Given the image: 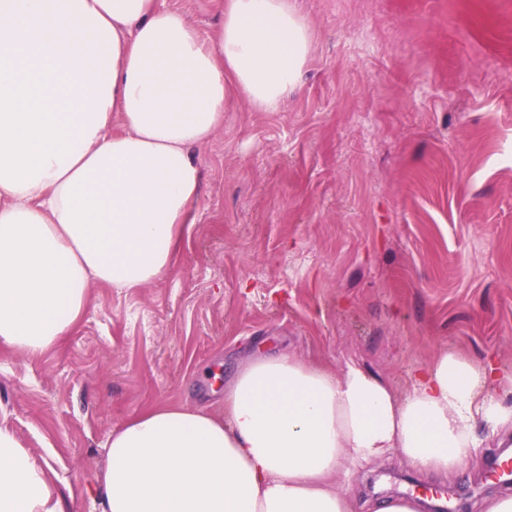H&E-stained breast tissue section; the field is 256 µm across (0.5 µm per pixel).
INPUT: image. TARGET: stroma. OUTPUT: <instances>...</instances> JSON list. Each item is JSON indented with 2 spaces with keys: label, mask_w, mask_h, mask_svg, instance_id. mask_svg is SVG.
I'll list each match as a JSON object with an SVG mask.
<instances>
[{
  "label": "stroma",
  "mask_w": 512,
  "mask_h": 512,
  "mask_svg": "<svg viewBox=\"0 0 512 512\" xmlns=\"http://www.w3.org/2000/svg\"><path fill=\"white\" fill-rule=\"evenodd\" d=\"M202 34L224 0H162ZM314 44L278 111L232 104L193 149L196 220L160 280L95 286L73 334L0 346V424L68 503L114 428L158 403L217 407L254 353L405 391L442 352L512 370V0H295ZM470 459L422 473L393 454L340 480L354 512L441 488L450 512L512 494L489 477L512 434L477 423Z\"/></svg>",
  "instance_id": "obj_1"
}]
</instances>
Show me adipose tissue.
Here are the masks:
<instances>
[{"instance_id": "1", "label": "adipose tissue", "mask_w": 512, "mask_h": 512, "mask_svg": "<svg viewBox=\"0 0 512 512\" xmlns=\"http://www.w3.org/2000/svg\"><path fill=\"white\" fill-rule=\"evenodd\" d=\"M313 33L292 0H224L206 36L159 0H0V345L39 356L79 323L93 286L160 279L189 232L193 147L227 102L272 112L299 88ZM493 362L443 353L398 395L350 363L252 358L224 409L157 404L115 428L96 512H353L337 480L399 453L448 473L482 421L512 429ZM0 512H67L0 427Z\"/></svg>"}]
</instances>
